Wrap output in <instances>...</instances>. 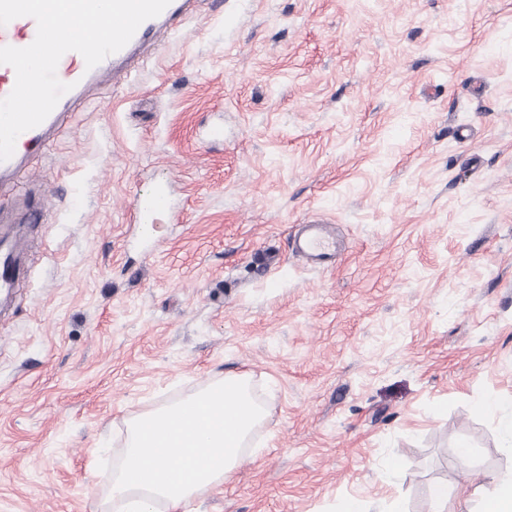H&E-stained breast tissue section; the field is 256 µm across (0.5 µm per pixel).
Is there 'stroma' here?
I'll list each match as a JSON object with an SVG mask.
<instances>
[{
  "mask_svg": "<svg viewBox=\"0 0 512 512\" xmlns=\"http://www.w3.org/2000/svg\"><path fill=\"white\" fill-rule=\"evenodd\" d=\"M143 56L28 176L0 512H103L128 421L227 375L265 417L188 512H428L512 471V0H200ZM313 219L338 265L293 253ZM168 197V184H157L150 195L137 199L133 207L134 222L138 224L154 223L156 214L163 209L166 210Z\"/></svg>",
  "mask_w": 512,
  "mask_h": 512,
  "instance_id": "1",
  "label": "stroma"
}]
</instances>
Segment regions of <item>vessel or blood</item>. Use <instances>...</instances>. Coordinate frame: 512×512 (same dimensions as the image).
<instances>
[{
    "label": "vessel or blood",
    "instance_id": "1",
    "mask_svg": "<svg viewBox=\"0 0 512 512\" xmlns=\"http://www.w3.org/2000/svg\"><path fill=\"white\" fill-rule=\"evenodd\" d=\"M193 0H171L157 17L143 22L129 43L108 56L94 68H87L83 57L74 51L63 55L57 66L61 82L70 84L49 116L37 127L22 133L16 140L13 155L0 161V187L19 181L34 167L51 147L71 127V117L85 92L100 76L109 74L121 79L135 62L137 52L161 34L175 30L186 16ZM37 33V23L30 17H19L0 26V47L23 48L30 45ZM169 197L168 184L154 187L147 197L137 199L133 218L140 224L154 222L156 214L165 209ZM30 217L24 205L0 212V305L11 300L19 285L20 273L29 262L30 246L25 226ZM295 253L318 266H326L337 257L336 245L326 224L312 221L306 224L294 242Z\"/></svg>",
    "mask_w": 512,
    "mask_h": 512
}]
</instances>
